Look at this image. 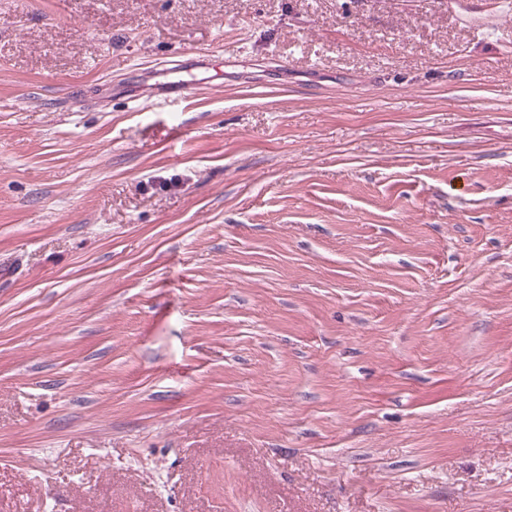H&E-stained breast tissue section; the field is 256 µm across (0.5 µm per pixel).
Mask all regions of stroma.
<instances>
[{"label": "stroma", "instance_id": "35a3bbf8", "mask_svg": "<svg viewBox=\"0 0 512 512\" xmlns=\"http://www.w3.org/2000/svg\"><path fill=\"white\" fill-rule=\"evenodd\" d=\"M0 512H512V8L0 0Z\"/></svg>", "mask_w": 512, "mask_h": 512}]
</instances>
